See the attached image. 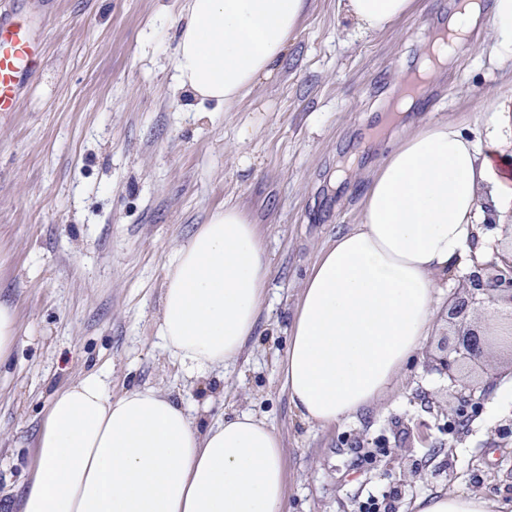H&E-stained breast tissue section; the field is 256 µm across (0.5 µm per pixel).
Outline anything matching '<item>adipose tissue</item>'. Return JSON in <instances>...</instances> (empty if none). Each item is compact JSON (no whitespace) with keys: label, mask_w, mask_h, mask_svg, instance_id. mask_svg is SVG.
I'll return each instance as SVG.
<instances>
[{"label":"adipose tissue","mask_w":512,"mask_h":512,"mask_svg":"<svg viewBox=\"0 0 512 512\" xmlns=\"http://www.w3.org/2000/svg\"><path fill=\"white\" fill-rule=\"evenodd\" d=\"M311 0H188L178 21L175 87L233 106L288 51ZM416 0H339L344 21L385 31ZM490 24L495 61L512 60V0H459L449 44L420 69L426 80ZM512 198V153L479 143L459 121L417 124L390 142L364 193L359 220L322 248L302 283L278 365L291 406L329 428L374 407L435 329L438 275L461 258L499 199ZM272 274L258 224L225 202L165 265L156 316L162 347L187 378L236 362L258 327ZM284 444L251 410L202 425L165 390L113 396L106 374L56 390L36 437L16 512H286ZM478 493L439 491L411 512H492Z\"/></svg>","instance_id":"ef3b65f1"}]
</instances>
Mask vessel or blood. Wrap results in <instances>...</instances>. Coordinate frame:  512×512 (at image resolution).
<instances>
[{
    "instance_id": "vessel-or-blood-1",
    "label": "vessel or blood",
    "mask_w": 512,
    "mask_h": 512,
    "mask_svg": "<svg viewBox=\"0 0 512 512\" xmlns=\"http://www.w3.org/2000/svg\"><path fill=\"white\" fill-rule=\"evenodd\" d=\"M42 68L28 31L14 16L0 13V112L15 111L25 83Z\"/></svg>"
}]
</instances>
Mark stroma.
Segmentation results:
<instances>
[{
	"instance_id": "stroma-1",
	"label": "stroma",
	"mask_w": 512,
	"mask_h": 512,
	"mask_svg": "<svg viewBox=\"0 0 512 512\" xmlns=\"http://www.w3.org/2000/svg\"><path fill=\"white\" fill-rule=\"evenodd\" d=\"M453 0H418L392 29L348 39L337 0L311 10L274 75L231 109L175 90L185 0H0L44 57L16 111L0 112V294L20 335L0 365V512L34 459L53 392L107 372L113 395L153 385L208 421L250 409L285 445L289 512H409L468 491L512 503V346L440 372L430 338L396 388L331 428L304 422L277 376L301 285L321 248L359 218L385 152L388 108ZM472 35L402 124L495 120L512 139V64ZM233 201L259 224L272 261L263 319L244 354L185 379L161 346L165 255ZM469 403H460V396Z\"/></svg>"
}]
</instances>
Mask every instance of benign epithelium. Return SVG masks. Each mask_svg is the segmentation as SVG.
I'll use <instances>...</instances> for the list:
<instances>
[{
	"mask_svg": "<svg viewBox=\"0 0 512 512\" xmlns=\"http://www.w3.org/2000/svg\"><path fill=\"white\" fill-rule=\"evenodd\" d=\"M499 263L488 266L475 264V270L465 275L462 287L454 292L448 304V319L457 326L458 340L453 348L442 342L446 355L440 365L450 380L460 362L482 357L489 343V334L468 322L470 313L484 307L505 305L512 309V252L498 255Z\"/></svg>",
	"mask_w": 512,
	"mask_h": 512,
	"instance_id": "obj_1",
	"label": "benign epithelium"
}]
</instances>
